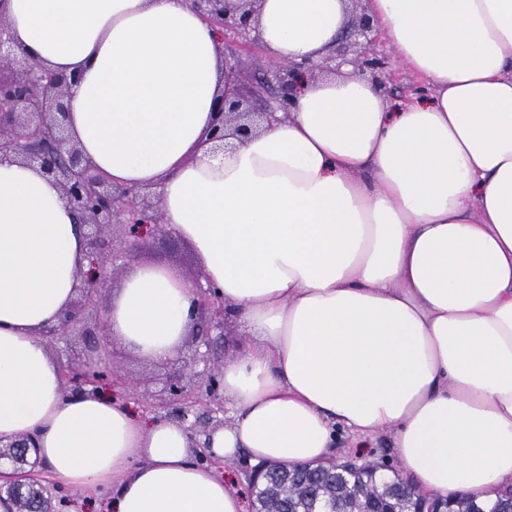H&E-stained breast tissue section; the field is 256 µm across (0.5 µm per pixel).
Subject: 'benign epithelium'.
Masks as SVG:
<instances>
[{"mask_svg":"<svg viewBox=\"0 0 512 512\" xmlns=\"http://www.w3.org/2000/svg\"><path fill=\"white\" fill-rule=\"evenodd\" d=\"M198 13L218 31L221 37L220 54L224 71L233 78L241 74L240 55L226 48L227 39L237 47L248 50L260 44L258 24L260 0H238L230 6L227 0H190ZM345 31L331 53L320 58H305L300 62L288 60L275 65L267 83L274 89V106L260 112L250 105V96L237 87L233 99L221 98L215 112L209 141L213 151L227 152L255 134L262 124L280 110L290 111L294 97L304 78H314L324 71H338L344 65L353 72L370 78L380 91L386 90L389 80V61L374 48L379 23L369 12L368 0H348ZM78 83V77L53 70L30 57L14 41L5 16L0 13V157L9 156L39 169L54 182L62 200L86 228L91 273L120 258L129 257L126 238L143 239L149 231L169 232L160 210V193L149 188H133L112 183L100 172L72 139L68 129L66 99ZM112 232V239L106 232ZM192 309L195 315L194 335H224L228 318L224 305L215 297L212 287L194 281ZM107 304L101 294L98 279L91 276L78 288L77 297L58 322L45 327L40 336L48 345L73 335L86 315L105 319ZM206 355L194 353L183 361L180 374L169 380L167 390L171 417L186 424L188 432L197 423H188L190 407L187 401L205 396L206 404L215 412L224 411V398L219 396L221 376L210 367L196 370ZM63 378L73 390L89 392L109 381V373L84 364L80 370L67 362L60 365ZM34 443L29 438L0 441V460L11 463L13 475L0 472V494L13 501L27 496V490L44 491L38 484L20 481L16 475L28 476L35 471L32 459Z\"/></svg>","mask_w":512,"mask_h":512,"instance_id":"1","label":"benign epithelium"}]
</instances>
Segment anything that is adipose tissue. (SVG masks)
<instances>
[{
    "label": "adipose tissue",
    "mask_w": 512,
    "mask_h": 512,
    "mask_svg": "<svg viewBox=\"0 0 512 512\" xmlns=\"http://www.w3.org/2000/svg\"><path fill=\"white\" fill-rule=\"evenodd\" d=\"M345 0H263L278 60L329 53ZM425 87L391 102L342 74L306 80L235 150L209 154L234 80L188 0H5L16 41L78 75L69 128L114 183L159 186L243 335L221 376L231 421L204 442L227 460L327 458L335 428L394 431L429 494L512 487V0H369ZM86 229L34 167L0 161V439L30 436L64 486L109 512H245L234 478L195 463L174 420L107 393L65 395L39 331L88 271ZM193 286L141 265L112 296L110 337L175 358Z\"/></svg>",
    "instance_id": "ef3b65f1"
}]
</instances>
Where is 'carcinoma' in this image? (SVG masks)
<instances>
[{
  "label": "carcinoma",
  "mask_w": 512,
  "mask_h": 512,
  "mask_svg": "<svg viewBox=\"0 0 512 512\" xmlns=\"http://www.w3.org/2000/svg\"><path fill=\"white\" fill-rule=\"evenodd\" d=\"M294 474L273 470L265 482L276 488L269 507L273 512H356L369 507L375 512L392 508L402 512L415 506L416 486L405 475L393 473V478L378 475L379 467L363 464L356 473H350L347 465L328 462L325 466L304 467ZM512 491L495 492L490 501H478L461 494L448 499V512H505Z\"/></svg>",
  "instance_id": "obj_1"
}]
</instances>
